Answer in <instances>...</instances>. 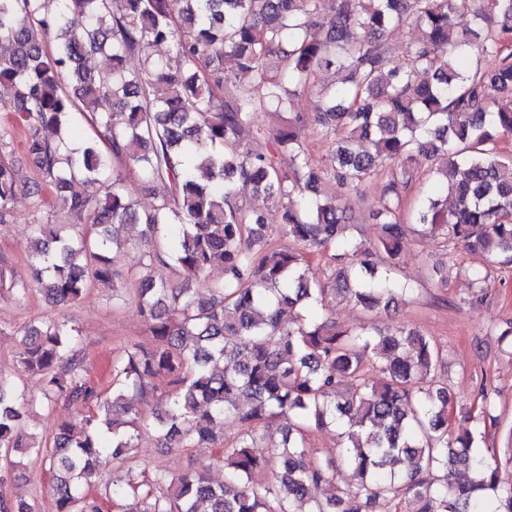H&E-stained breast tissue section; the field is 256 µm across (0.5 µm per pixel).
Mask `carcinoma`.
Listing matches in <instances>:
<instances>
[{"mask_svg":"<svg viewBox=\"0 0 512 512\" xmlns=\"http://www.w3.org/2000/svg\"><path fill=\"white\" fill-rule=\"evenodd\" d=\"M75 2L79 28L67 0H0V85L13 90L10 111L40 173L29 192L51 186L52 207L93 230L36 225L34 281L54 306L92 287L115 294L123 274L113 255L138 250L128 275L144 285L137 307L149 342L124 345L103 390L89 377L78 327L47 318L23 329L16 380L0 377L6 467L46 453L56 512H102L90 489L105 452L126 468L105 494L109 503L134 497L125 512H372L380 499L401 512H512V475L482 455L493 400L480 391L473 427L448 429L453 398L434 339L296 310L325 306L328 289L306 276L316 256L327 257L333 292L364 309L408 292L392 271L416 154L434 162L435 180L413 223L487 262L512 255V157L501 152L512 137V0H126L119 14L111 0ZM410 26L420 37L395 64L383 37ZM458 33L494 66H461ZM162 45L176 65L156 53ZM97 55L111 62L105 76L87 66ZM226 57L251 74L260 99L224 71ZM332 67L344 81L318 93L319 124L348 136L323 168L309 166L296 116L268 133L265 149L244 142L260 110L290 112L310 76ZM80 118L92 133L75 138ZM104 148L138 170L144 214L121 191L118 170L105 176ZM381 172L379 235L358 240L344 209L317 198V182L330 177L350 193ZM19 183V169L0 158V222ZM241 185L264 196L267 212L237 201ZM137 223L138 238L119 234ZM215 265L223 277L204 282L205 299L155 276L171 268L197 279ZM163 379L164 403L143 413ZM30 380L42 405L75 408L50 448L26 423ZM226 422L227 437L216 430ZM262 425L277 426L281 443L266 444ZM330 427L340 460L314 463L307 437ZM144 428L170 448L214 450L224 482L135 472L130 451ZM321 486L326 496L312 497ZM0 512L36 509L0 495Z\"/></svg>","mask_w":512,"mask_h":512,"instance_id":"carcinoma-1","label":"carcinoma"}]
</instances>
